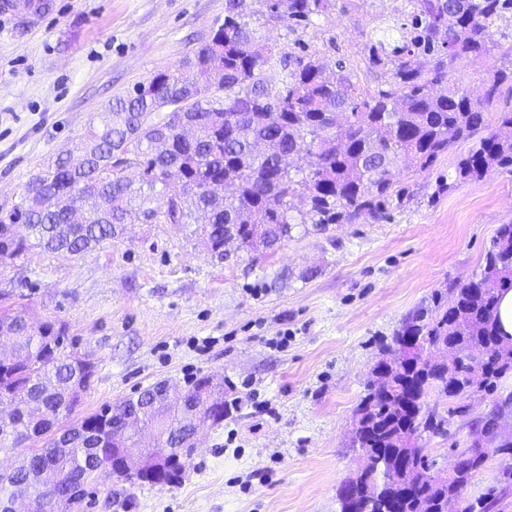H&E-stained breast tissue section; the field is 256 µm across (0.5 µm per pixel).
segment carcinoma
Masks as SVG:
<instances>
[{"label":"carcinoma","mask_w":512,"mask_h":512,"mask_svg":"<svg viewBox=\"0 0 512 512\" xmlns=\"http://www.w3.org/2000/svg\"><path fill=\"white\" fill-rule=\"evenodd\" d=\"M399 37L373 39L365 58L381 82L370 91L354 80L345 61L334 76L316 53L275 51L251 24L258 10L247 0H226L224 26L195 54L202 69L193 80L163 72L112 103L76 148V170L59 157L33 177L21 202L0 218V258L38 247L81 257L123 234L132 219L146 224H198L207 249L224 254L233 231L239 247L275 248L300 224L319 231L362 215L376 218L393 194V170L406 160L430 168L459 142H472L456 169L479 181L512 166V110L494 126L487 114L503 88L512 87V61L493 66L473 98L451 84L461 64L483 65L500 39H512V0H407ZM265 23L288 30L330 12L332 0H262ZM197 119L195 137L182 134L183 112ZM303 152L302 170L281 166L286 153ZM140 170L138 180L125 170ZM23 224L27 234L14 235ZM512 288V222L498 227L480 273L454 290L439 292L431 313L418 311L402 324L376 362L385 384L367 391L355 410L352 447L369 464L352 484L351 502L336 512H474L465 490L493 454L504 482L512 481V434L469 451L480 432L512 419V391L498 392L512 374V338L502 335L499 294ZM0 333L12 338L0 353V401L14 413L0 417V453H15L33 438L43 445L25 464L0 472V512H13L18 494L66 512L70 481L90 478L112 460V449L137 440L112 428L115 414L135 403L149 406L142 424L171 448L182 434L180 410L197 405L198 379L181 408L151 407V389L116 407L83 417L82 431L61 437L51 428L67 419L90 387L94 364L65 351L61 329L35 322L24 308L0 316ZM485 390L491 409L470 425L464 442H452L461 463L452 474L436 467L425 438H448L439 402ZM414 457L413 475L401 485L385 476L403 455ZM61 475L49 489L30 478L35 469Z\"/></svg>","instance_id":"cac0c4a2"}]
</instances>
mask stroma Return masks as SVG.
<instances>
[{
  "mask_svg": "<svg viewBox=\"0 0 512 512\" xmlns=\"http://www.w3.org/2000/svg\"><path fill=\"white\" fill-rule=\"evenodd\" d=\"M37 25L0 10V217L48 163L74 150L113 99L173 70L224 23L225 0H47ZM406 0L334 7L307 27L260 26L288 52L345 60L357 80L369 40L394 35ZM459 145L420 171L400 164L382 218L295 228L272 250L211 257L190 224L127 226L75 259L34 249L0 263V310L62 324L96 366L77 416L166 379L212 375L233 405L206 426L181 480L116 489L100 475L86 512H336L357 464L353 411L383 343L434 292L478 272L512 222V168L455 178ZM293 337L276 349L269 338ZM490 457L466 494L512 512Z\"/></svg>",
  "mask_w": 512,
  "mask_h": 512,
  "instance_id": "obj_1",
  "label": "stroma"
}]
</instances>
